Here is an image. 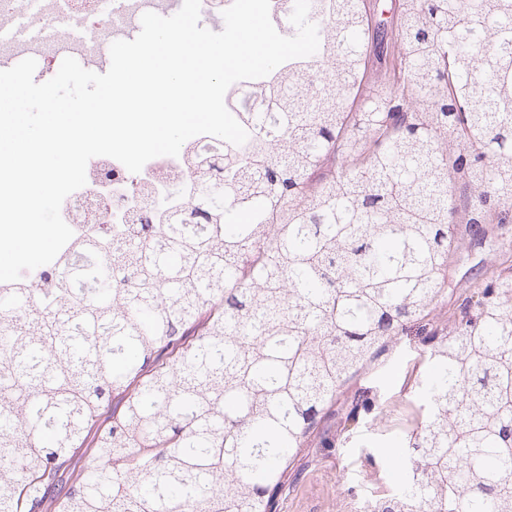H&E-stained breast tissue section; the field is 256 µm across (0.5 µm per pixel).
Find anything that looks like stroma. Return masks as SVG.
I'll use <instances>...</instances> for the list:
<instances>
[{"mask_svg":"<svg viewBox=\"0 0 512 512\" xmlns=\"http://www.w3.org/2000/svg\"><path fill=\"white\" fill-rule=\"evenodd\" d=\"M509 255L512 225L505 228L503 238L453 264L448 279L450 307H457L470 284L490 275ZM422 349L421 337L406 336L377 374L362 377L340 397L336 415L325 422V429L338 426L362 390L381 395L388 409L377 425L351 428L346 443L325 448L315 442L304 448L288 467L276 512H343L350 498L394 487L383 449L399 439L401 421L413 418L422 402L420 396L404 389L406 372L418 361Z\"/></svg>","mask_w":512,"mask_h":512,"instance_id":"stroma-1","label":"stroma"}]
</instances>
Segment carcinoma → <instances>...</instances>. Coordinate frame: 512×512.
<instances>
[{
  "instance_id": "carcinoma-1",
  "label": "carcinoma",
  "mask_w": 512,
  "mask_h": 512,
  "mask_svg": "<svg viewBox=\"0 0 512 512\" xmlns=\"http://www.w3.org/2000/svg\"><path fill=\"white\" fill-rule=\"evenodd\" d=\"M309 20L319 50L252 90L245 144L185 148L49 291L0 284V512H271L343 390L429 322L404 481L367 512H512V265L435 320L452 259L512 224V0H400L378 69L365 0Z\"/></svg>"
}]
</instances>
